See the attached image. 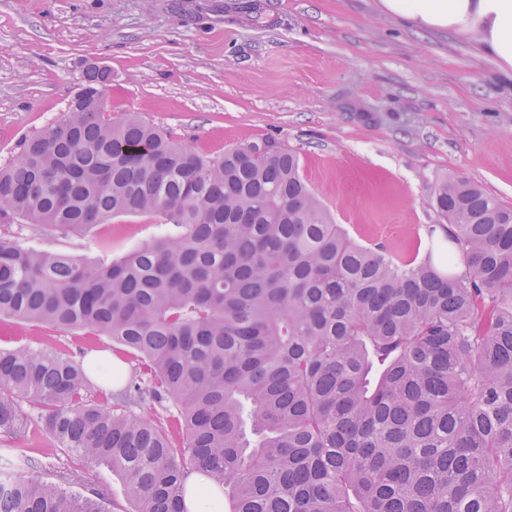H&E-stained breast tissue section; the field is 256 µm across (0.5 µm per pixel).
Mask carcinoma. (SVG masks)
<instances>
[{
    "label": "carcinoma",
    "mask_w": 512,
    "mask_h": 512,
    "mask_svg": "<svg viewBox=\"0 0 512 512\" xmlns=\"http://www.w3.org/2000/svg\"><path fill=\"white\" fill-rule=\"evenodd\" d=\"M111 80L89 67L65 117L0 166V228L140 213L180 232L96 261L0 235V319L84 330L91 350L106 337L134 363L115 395L119 370L0 348V442L46 433L121 474L134 512H185L194 471L226 512H512V209L464 178L436 186L460 273L431 247L418 262L365 246L296 152L266 138L211 155L114 120ZM34 468L6 459L0 512H109L73 490L85 472Z\"/></svg>",
    "instance_id": "obj_1"
}]
</instances>
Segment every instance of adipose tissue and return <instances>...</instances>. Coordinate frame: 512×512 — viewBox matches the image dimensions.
<instances>
[{
	"label": "adipose tissue",
	"instance_id": "1",
	"mask_svg": "<svg viewBox=\"0 0 512 512\" xmlns=\"http://www.w3.org/2000/svg\"><path fill=\"white\" fill-rule=\"evenodd\" d=\"M381 14L473 40L512 79V0H377Z\"/></svg>",
	"mask_w": 512,
	"mask_h": 512
}]
</instances>
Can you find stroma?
<instances>
[{
  "mask_svg": "<svg viewBox=\"0 0 512 512\" xmlns=\"http://www.w3.org/2000/svg\"><path fill=\"white\" fill-rule=\"evenodd\" d=\"M108 67L112 117L137 113L213 155L271 138L336 223L364 245L441 242L440 180L461 176L512 209V84L473 42L384 16L376 0H0V165L61 120L88 66ZM175 226L121 214L91 235L27 224L26 247L116 256ZM82 359L80 332L0 325V347Z\"/></svg>",
  "mask_w": 512,
  "mask_h": 512,
  "instance_id": "1",
  "label": "stroma"
}]
</instances>
